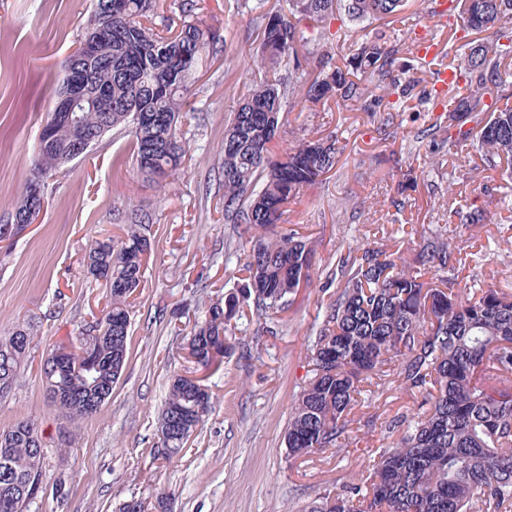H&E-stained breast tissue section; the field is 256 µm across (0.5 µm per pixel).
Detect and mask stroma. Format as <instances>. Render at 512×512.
<instances>
[{
  "instance_id": "1",
  "label": "stroma",
  "mask_w": 512,
  "mask_h": 512,
  "mask_svg": "<svg viewBox=\"0 0 512 512\" xmlns=\"http://www.w3.org/2000/svg\"><path fill=\"white\" fill-rule=\"evenodd\" d=\"M196 19L215 39L185 96L178 129L188 153L165 195L136 169L129 137L109 135L47 181L33 224L0 241V337L26 328L33 339L11 392L0 397V431L33 423L45 443L43 489L27 512H115L130 499L163 498L166 512H309L328 493H347L368 474L399 416L423 412V397L397 384L365 386L354 421L336 453L288 459L284 436L307 371L322 301L334 295L340 256L366 246L415 255L408 229L459 243L469 284L512 293V181L449 158L436 130L433 75L418 58L395 66V84L361 103L284 102L270 144L283 156L299 143L333 137L338 162L304 187L274 229L296 230L312 249L311 284L288 310L267 317L245 309L231 321L219 370L206 378L215 396L204 424L171 459L157 455L158 419L174 375L192 370L187 340L210 303L234 291L248 260L246 225L224 218V129L260 79L262 13L287 12L289 0H193ZM93 0H0V224L31 174L41 128L52 109L61 64L79 46ZM437 47L448 27L428 18L424 0H407L392 23L327 24L308 30L332 66L347 68L349 45L385 34L414 48L411 24ZM345 29L347 40L333 35ZM408 93V110L389 104ZM458 193L449 194V182ZM477 204L488 223L461 242L449 215ZM146 218L150 243L142 287L133 302L127 364L102 410L71 419L51 402L42 366L57 346L77 349L84 325L106 306L103 281L87 254L95 242L121 238Z\"/></svg>"
}]
</instances>
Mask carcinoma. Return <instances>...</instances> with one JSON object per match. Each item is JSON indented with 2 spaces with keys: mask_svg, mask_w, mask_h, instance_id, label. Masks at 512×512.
I'll use <instances>...</instances> for the list:
<instances>
[{
  "mask_svg": "<svg viewBox=\"0 0 512 512\" xmlns=\"http://www.w3.org/2000/svg\"><path fill=\"white\" fill-rule=\"evenodd\" d=\"M290 15H265L261 65H281L304 82L306 98L359 99L369 88L392 80L402 46L377 41L352 49L350 67L366 85L323 60L301 54L303 27L318 26L337 11L351 21L380 20L399 14L404 0H290ZM455 30H492L496 41L460 53L458 38L448 39V69L464 79L434 90L448 101V154L469 144L485 170L512 179V0H448ZM156 0H112V21L94 29L97 53L87 66L92 89L109 101L93 100L81 112V128L59 127L37 146L32 166L46 179L60 173L59 155L81 134L96 137L117 131L131 136L137 168L159 193L180 170L185 148L176 139L184 93L195 79L203 52L213 40L202 23L185 21L160 32L149 24ZM286 89L265 77L249 91L224 131V215L252 229L242 288L211 304L189 338L187 350L207 368L226 351L231 320L241 305L258 315L276 313L296 300L309 284L311 250L291 231L272 241L277 223L301 189L333 169L335 141H304L274 158L269 145L283 119ZM28 195L12 204L11 224L0 225V241L32 223ZM420 252L429 266L407 263L398 251L368 247L341 256L344 278L327 304L310 346L306 380L285 432L288 458L298 459L341 447L365 385H380L396 367V383L424 395L430 408L411 419L392 420L403 429L392 448L350 494L326 495L311 512H512V295L491 286L462 288V259L448 245L421 237ZM149 244L139 225L120 240L99 241L88 253L92 275L105 281L109 305L89 326L79 352H68L55 367L51 353L43 367L46 391L61 401L68 416L89 417L98 410L87 402L108 400L127 361L130 309L141 286ZM32 339L25 329L0 338V396L9 393L26 362ZM97 366L95 384L83 372L86 360ZM212 408V394L201 380L172 378L158 430L171 457L185 447ZM0 512H25L42 489L44 445L36 429L19 421L0 433Z\"/></svg>",
  "mask_w": 512,
  "mask_h": 512,
  "instance_id": "cac0c4a2",
  "label": "carcinoma"
}]
</instances>
